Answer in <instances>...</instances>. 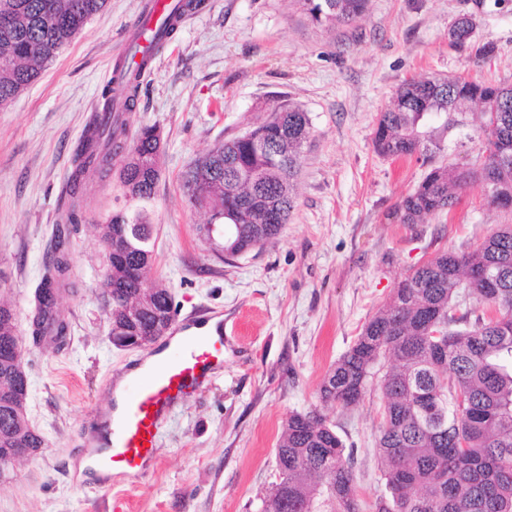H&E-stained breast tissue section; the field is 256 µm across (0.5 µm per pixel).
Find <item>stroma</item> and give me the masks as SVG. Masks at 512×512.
I'll return each instance as SVG.
<instances>
[{
    "label": "stroma",
    "instance_id": "35a3bbf8",
    "mask_svg": "<svg viewBox=\"0 0 512 512\" xmlns=\"http://www.w3.org/2000/svg\"><path fill=\"white\" fill-rule=\"evenodd\" d=\"M143 3L107 0L0 110V301L12 306L22 339L27 418L46 440L37 458L8 466L0 512H114L118 503L123 512H261L278 477L284 420L315 410L353 458L360 512H374L385 491L382 392L374 384L355 406L326 407L321 380L411 267L442 250H465L506 221L476 183L452 212L401 223L395 208L427 169L378 155L375 124L413 77L472 75L512 86V0H369L360 17L333 30L300 0H207L150 62L124 115L127 138L145 125L162 133L155 198L128 200L114 177L89 182L80 221L68 227L69 285L57 301L68 335L60 345H36L28 315L70 201L74 150ZM463 15L475 23L469 50L448 40ZM485 43L494 51L477 59L474 49ZM284 101L312 122L298 159L297 206L274 241L224 262L197 231L206 215L183 195L181 174ZM141 209L155 226L148 280L169 288L178 315L215 309L240 324L242 336L224 347L223 375L163 429L156 469L101 489L84 465L79 429L108 401L110 377L144 352L108 339L100 226L115 211Z\"/></svg>",
    "mask_w": 512,
    "mask_h": 512
}]
</instances>
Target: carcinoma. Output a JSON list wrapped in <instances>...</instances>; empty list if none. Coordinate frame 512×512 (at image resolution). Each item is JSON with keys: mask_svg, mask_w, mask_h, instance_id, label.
<instances>
[{"mask_svg": "<svg viewBox=\"0 0 512 512\" xmlns=\"http://www.w3.org/2000/svg\"><path fill=\"white\" fill-rule=\"evenodd\" d=\"M0 0V109L8 107L38 76L41 64L63 50L99 13L106 0ZM312 20L335 27L366 9L367 0H302ZM205 0H179L162 23L160 39L177 33L182 16ZM473 32L463 15L448 28L450 44L463 48ZM149 60L133 69L119 60L111 85L101 94L78 144L69 176L74 198L64 224L78 223V190L88 178L110 176L112 157L124 153L120 183L126 196L154 198L160 175L162 137L145 126L130 146L121 141L124 124L113 113L121 103L135 106L140 78ZM479 112L478 167L434 166L448 151V134ZM307 112L292 103L274 106L268 118L242 136L215 144L182 173L188 203L205 211L199 232L212 253L226 261L264 248L288 223L295 208L297 159L311 137ZM383 157H415L430 166L415 190L398 206L403 224L451 210L471 183H481L488 206L512 213V87L477 77H424L404 81L379 113L373 137ZM130 217L106 221L105 254L111 271L112 328L129 336H163L174 321L173 298L160 283L146 282L153 253V229L131 232ZM218 232L210 233V225ZM68 258L60 235L34 291L32 341L60 344L67 327L56 314V296L65 286ZM490 312L486 318L478 311ZM0 306V400L14 386L1 353L13 341ZM444 333L448 353L438 354ZM380 376L384 407L379 448L387 494L375 512H512V224H502L475 247L441 251L413 267L389 302L363 327L353 346L326 373L323 404L358 403ZM45 439L34 431L10 433L0 412V448L41 455ZM278 481L262 500V512H359L355 473L344 444L317 411L292 413L275 449Z\"/></svg>", "mask_w": 512, "mask_h": 512, "instance_id": "obj_1", "label": "carcinoma"}]
</instances>
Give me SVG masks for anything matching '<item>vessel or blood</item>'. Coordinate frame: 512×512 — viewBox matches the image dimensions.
Wrapping results in <instances>:
<instances>
[{
  "label": "vessel or blood",
  "mask_w": 512,
  "mask_h": 512,
  "mask_svg": "<svg viewBox=\"0 0 512 512\" xmlns=\"http://www.w3.org/2000/svg\"><path fill=\"white\" fill-rule=\"evenodd\" d=\"M223 312L198 310L177 322V357L155 359L150 375L135 380L136 391L109 399L93 410L80 431V451L101 471L100 487L112 484L114 471L145 476L156 463V444L174 411L224 371L227 332Z\"/></svg>",
  "instance_id": "vessel-or-blood-1"
}]
</instances>
